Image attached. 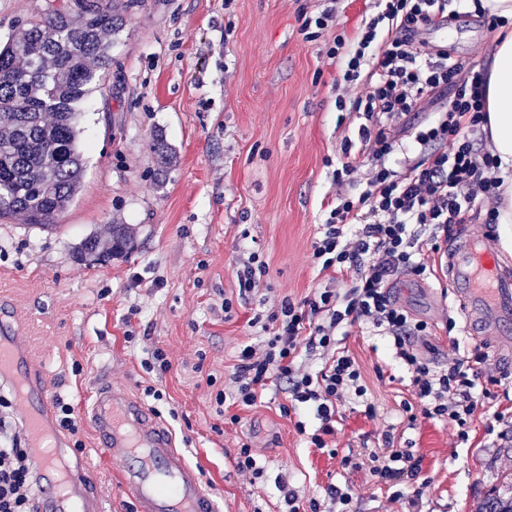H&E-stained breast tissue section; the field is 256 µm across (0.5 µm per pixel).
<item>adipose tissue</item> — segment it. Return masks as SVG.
Returning <instances> with one entry per match:
<instances>
[{
	"label": "adipose tissue",
	"mask_w": 512,
	"mask_h": 512,
	"mask_svg": "<svg viewBox=\"0 0 512 512\" xmlns=\"http://www.w3.org/2000/svg\"><path fill=\"white\" fill-rule=\"evenodd\" d=\"M492 63L483 88V129L491 152L499 159L497 222L512 225V31L503 32L491 49Z\"/></svg>",
	"instance_id": "1"
}]
</instances>
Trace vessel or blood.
I'll return each instance as SVG.
<instances>
[{"label":"vessel or blood","instance_id":"obj_1","mask_svg":"<svg viewBox=\"0 0 512 512\" xmlns=\"http://www.w3.org/2000/svg\"><path fill=\"white\" fill-rule=\"evenodd\" d=\"M445 278L464 331L496 339L495 355L512 358V254L492 226L460 225L443 257ZM18 332L0 308V375L11 380L38 461L36 512H103L86 469L64 463V442L52 421L47 377H34L16 349ZM106 456L121 464V485L136 512H225L223 498L207 489L200 469L176 447L171 430L128 392L103 383L84 409Z\"/></svg>","mask_w":512,"mask_h":512}]
</instances>
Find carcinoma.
Listing matches in <instances>:
<instances>
[{"instance_id":"carcinoma-1","label":"carcinoma","mask_w":512,"mask_h":512,"mask_svg":"<svg viewBox=\"0 0 512 512\" xmlns=\"http://www.w3.org/2000/svg\"><path fill=\"white\" fill-rule=\"evenodd\" d=\"M137 0H74L22 24L0 42V217L51 228L81 191L86 165L77 125L81 103L112 64V42ZM131 235L112 226V245L86 238L92 262L126 250ZM478 512H512V475L484 494Z\"/></svg>"}]
</instances>
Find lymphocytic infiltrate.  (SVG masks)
<instances>
[{
  "label": "lymphocytic infiltrate",
  "instance_id": "1",
  "mask_svg": "<svg viewBox=\"0 0 512 512\" xmlns=\"http://www.w3.org/2000/svg\"><path fill=\"white\" fill-rule=\"evenodd\" d=\"M379 2L381 11L352 34L336 35L327 51L342 88L370 81L365 96L337 98L339 109L366 118L357 149L372 161L366 187L349 196L356 166L346 161L335 170L336 205L312 246L325 285L300 301H274L268 317L254 316L266 338L240 347L228 393L217 398L250 407L271 380L285 382L290 405L314 412L319 426L310 443L320 450L335 433L340 407L367 392L355 358L338 345L351 328L392 338L420 407L409 423L448 421L458 441L468 440L476 415L488 412L495 398L492 386L501 383L478 347L433 368L415 345L431 335V326L390 294L399 275L436 273L417 247V228H430L437 252L454 225L480 216L495 223L500 180L483 139V73L464 69L428 40L427 26L446 15L448 0ZM8 406L0 399V512H33L34 454L24 433L9 431ZM340 463L368 470L375 484L390 489L414 485L422 473L421 457L395 447L388 434L382 447L342 456Z\"/></svg>",
  "mask_w": 512,
  "mask_h": 512
}]
</instances>
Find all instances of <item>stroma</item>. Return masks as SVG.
Instances as JSON below:
<instances>
[{
    "instance_id": "35a3bbf8",
    "label": "stroma",
    "mask_w": 512,
    "mask_h": 512,
    "mask_svg": "<svg viewBox=\"0 0 512 512\" xmlns=\"http://www.w3.org/2000/svg\"><path fill=\"white\" fill-rule=\"evenodd\" d=\"M63 0H0V40ZM328 0H140L112 37V66L81 104L83 188L47 231L0 218V298L12 306L23 345L48 376L57 398L78 412L77 432L62 431L68 464L94 477L107 512H135L100 455L81 412L99 383L127 388L171 427L191 462L233 512H283L287 481L301 503L324 500L328 486H350L357 512H474L498 475L512 473V422L488 428L474 420L459 443L444 420L409 424L413 396L387 339L359 328L340 343L359 363L367 402L336 416L338 456L309 446L319 422L304 407L287 410L288 395L271 384L254 406L219 409L241 345L259 340L254 314L268 301L301 300L321 287L312 245L336 204L332 172L346 140L365 119L336 109L338 70L326 52L337 30H353L376 11L375 0H337L336 26L306 40L305 17ZM447 46L454 61L486 69L497 36L466 0H448ZM163 136L174 152L160 166L151 145ZM134 230L133 246L107 261L81 260L88 236L110 239V227ZM261 253L266 273L242 290L236 266L243 252ZM392 289L418 318L436 324L428 356L444 366L454 346L492 347L445 331L443 278L402 275ZM232 312H225V301ZM135 342H125L126 333ZM167 371L144 367L154 350ZM305 432H298L296 422ZM395 444L423 459L427 488H404L403 499L374 485L368 472L342 468L340 458ZM249 445L260 477L240 472Z\"/></svg>"
}]
</instances>
